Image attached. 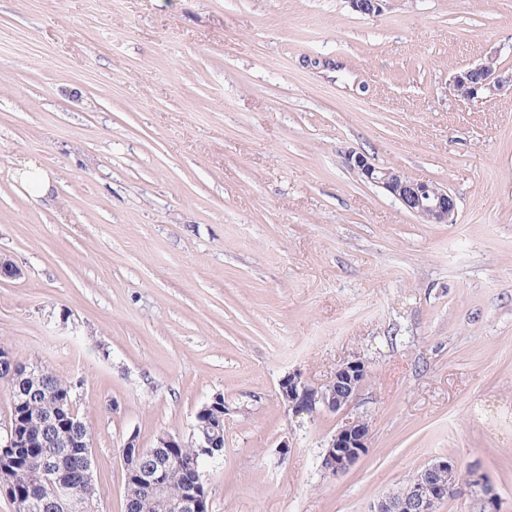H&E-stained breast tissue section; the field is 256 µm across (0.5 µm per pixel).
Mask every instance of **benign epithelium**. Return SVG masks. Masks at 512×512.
Wrapping results in <instances>:
<instances>
[{"label": "benign epithelium", "instance_id": "benign-epithelium-1", "mask_svg": "<svg viewBox=\"0 0 512 512\" xmlns=\"http://www.w3.org/2000/svg\"><path fill=\"white\" fill-rule=\"evenodd\" d=\"M352 9L363 15L382 11L385 0H349ZM501 49L489 53L485 59L452 75L450 82L457 98L467 101H487L512 97V68L497 63ZM347 168L364 182L387 191L401 207L426 224H451L457 213L456 197L433 182L413 179L400 170L382 166L363 152L350 151L345 155ZM368 370L363 360L354 358L338 367L330 380L322 386L309 384L302 375L293 372L279 380V395L288 409L295 414H313L319 410L337 413L347 408L355 399ZM47 372L37 364H20L10 351L0 347V379L8 382L24 378L26 389L34 392L46 390ZM224 415L222 394H214L195 415L191 443L196 452L180 454L184 440L176 435L163 433L154 448H143L137 436L130 435L121 449L126 482L141 490V504L162 493L164 475L172 468L196 474L191 486L177 499L175 512H209L206 481L201 477L200 464L205 459L220 455L217 440L222 425L212 416ZM76 427L74 402L67 398L58 401V414L51 421L42 423L38 440L45 448L38 476L24 491L16 495L25 499L31 512H100L92 495H79L72 488L71 475L63 463L69 447L68 436L62 430V421ZM27 434L22 430L21 414L11 406L6 419L0 422V457L8 461L14 449L22 447ZM368 426L352 421L340 427L331 438L321 461L323 470L330 474L347 472L367 452ZM460 466L449 457H438L418 472L403 488L377 499L369 512H436L439 503L448 499V489L457 483ZM470 483L482 487L477 499L479 512H498L497 499L492 490L483 485L476 474Z\"/></svg>", "mask_w": 512, "mask_h": 512}]
</instances>
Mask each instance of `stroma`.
<instances>
[{
  "label": "stroma",
  "instance_id": "1",
  "mask_svg": "<svg viewBox=\"0 0 512 512\" xmlns=\"http://www.w3.org/2000/svg\"><path fill=\"white\" fill-rule=\"evenodd\" d=\"M497 48L512 0H0V346L73 385L101 512L127 437L189 438L216 393L210 512H368L444 455L512 512V98L450 85ZM352 150L448 188L454 223ZM353 358L344 412L280 399ZM355 420L367 454L326 474ZM345 164L358 179L383 188L405 211L424 223L451 224L455 221L457 201L448 188L410 178L396 168L375 163L362 152H348ZM23 188L34 198H46L51 188L46 172L38 166L27 165L20 174ZM368 441L369 429L365 423L359 420L345 423L329 441L321 467L330 475L347 472L366 454Z\"/></svg>",
  "mask_w": 512,
  "mask_h": 512
}]
</instances>
